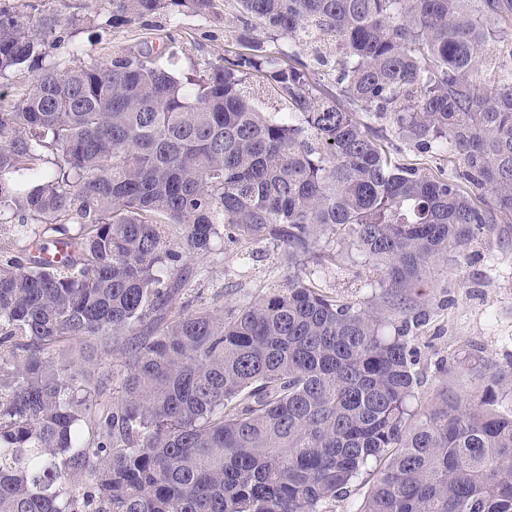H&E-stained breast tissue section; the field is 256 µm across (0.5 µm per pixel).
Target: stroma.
Here are the masks:
<instances>
[{
    "label": "stroma",
    "instance_id": "35a3bbf8",
    "mask_svg": "<svg viewBox=\"0 0 512 512\" xmlns=\"http://www.w3.org/2000/svg\"><path fill=\"white\" fill-rule=\"evenodd\" d=\"M11 4L22 16L53 14L64 29L71 19L83 20L75 37L77 52L63 57L56 49L48 51L49 58L63 57L69 66L171 46L176 50L173 70L185 78L223 63L234 48L233 0H214L204 14L161 11L111 28L105 25L112 13L108 0H11ZM326 248L336 253L335 264L297 269L270 243L215 239L211 250L184 261L181 272L188 284L173 304L178 307L197 299L222 311L267 288L286 287L298 275L313 278L323 293L344 301L367 303L385 297L386 318L399 319V299L379 288V273L371 262L351 256L345 244L334 239ZM469 254L466 261L451 255L431 263L422 285L406 292L410 304L426 313L411 341L417 354V387L410 402L414 411L434 404L444 389L473 391L476 371L512 361V218L488 225Z\"/></svg>",
    "mask_w": 512,
    "mask_h": 512
}]
</instances>
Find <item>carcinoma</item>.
<instances>
[{
    "instance_id": "carcinoma-1",
    "label": "carcinoma",
    "mask_w": 512,
    "mask_h": 512,
    "mask_svg": "<svg viewBox=\"0 0 512 512\" xmlns=\"http://www.w3.org/2000/svg\"><path fill=\"white\" fill-rule=\"evenodd\" d=\"M110 2L112 27L211 7ZM237 5V51L182 82L162 52L46 65L68 45L57 19L0 0V74L37 72L0 112V226L28 254L0 260V512H324L370 464L359 512H512V362L412 412L407 306L386 335L378 303L298 277L226 311H169L187 285L175 263L223 231L294 267L333 263L340 239L396 293L467 258L512 217V0ZM394 137L461 164L398 163ZM47 155L49 175L12 186ZM44 231L73 255L32 254ZM121 340L122 365L91 368V344Z\"/></svg>"
}]
</instances>
